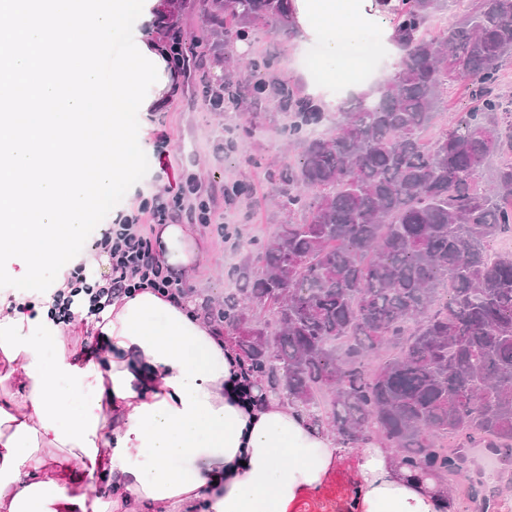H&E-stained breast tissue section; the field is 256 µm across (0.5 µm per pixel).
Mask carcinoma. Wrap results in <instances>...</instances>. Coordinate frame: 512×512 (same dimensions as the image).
<instances>
[{"mask_svg": "<svg viewBox=\"0 0 512 512\" xmlns=\"http://www.w3.org/2000/svg\"><path fill=\"white\" fill-rule=\"evenodd\" d=\"M205 34L182 44L224 60L202 77L241 131L285 114L295 157L251 160L280 217L228 270L239 288L218 313L229 339L274 395L346 444L377 435L438 476L464 470L462 448L512 458V101L498 92L512 62V0H395L400 51L388 78L328 112L276 55L239 42L298 36L292 0H191ZM450 84L472 106L448 123ZM436 128L433 139L424 133ZM501 161L489 181L483 171ZM250 185H224L230 205Z\"/></svg>", "mask_w": 512, "mask_h": 512, "instance_id": "obj_1", "label": "carcinoma"}]
</instances>
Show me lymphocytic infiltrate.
Segmentation results:
<instances>
[{"label":"lymphocytic infiltrate","mask_w":512,"mask_h":512,"mask_svg":"<svg viewBox=\"0 0 512 512\" xmlns=\"http://www.w3.org/2000/svg\"><path fill=\"white\" fill-rule=\"evenodd\" d=\"M188 217L210 222L208 206L196 205L182 195L157 192L150 196L135 194L129 208L101 232L98 248L109 257L111 273L104 284H90L80 272H73L72 292H57L50 310L53 318L64 324L74 322L71 296L84 294L91 308H98L101 299L131 297L143 290H152L166 300L182 298L186 288L182 278L158 258L154 248L157 225L173 224Z\"/></svg>","instance_id":"lymphocytic-infiltrate-1"}]
</instances>
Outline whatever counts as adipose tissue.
Returning a JSON list of instances; mask_svg holds the SVG:
<instances>
[{
  "mask_svg": "<svg viewBox=\"0 0 512 512\" xmlns=\"http://www.w3.org/2000/svg\"><path fill=\"white\" fill-rule=\"evenodd\" d=\"M303 38L319 42L326 84L356 92L360 47L394 30L375 0H294ZM156 251L189 274L198 248L181 224L156 229ZM204 297L177 303L144 291L88 314L82 336L37 296L0 299V512H291L347 458L358 479L350 512H456L446 481L404 464L370 440L345 448L279 397L243 408L231 388L235 352L224 329L196 314ZM104 346L91 351L88 339ZM82 466L74 491L64 464ZM104 471L117 497L97 493Z\"/></svg>",
  "mask_w": 512,
  "mask_h": 512,
  "instance_id": "obj_1",
  "label": "adipose tissue"
}]
</instances>
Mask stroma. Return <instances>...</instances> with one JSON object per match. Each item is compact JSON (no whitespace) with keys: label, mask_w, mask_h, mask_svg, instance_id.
<instances>
[{"label":"stroma","mask_w":512,"mask_h":512,"mask_svg":"<svg viewBox=\"0 0 512 512\" xmlns=\"http://www.w3.org/2000/svg\"><path fill=\"white\" fill-rule=\"evenodd\" d=\"M265 47L281 57L302 86H309L311 73L318 69V45L304 43L297 37L289 41L270 40ZM155 111L172 140L169 158L159 159L154 152L147 155L146 178L153 181L155 189L201 195L218 216L229 211L224 201L225 182L243 180L253 185L256 197L269 196L270 190L257 169L247 166L245 160L257 154L270 158L280 153L286 141L280 132V122L265 123L258 138H240L235 150H225L224 128L231 124L234 115L213 112L205 106L193 70L170 75ZM190 229L201 257L185 283L189 292L205 296L210 308L215 309L230 287L224 275L228 254L216 225L194 222ZM352 478V470L342 468L319 491L301 499L292 512H345Z\"/></svg>","instance_id":"obj_1"}]
</instances>
